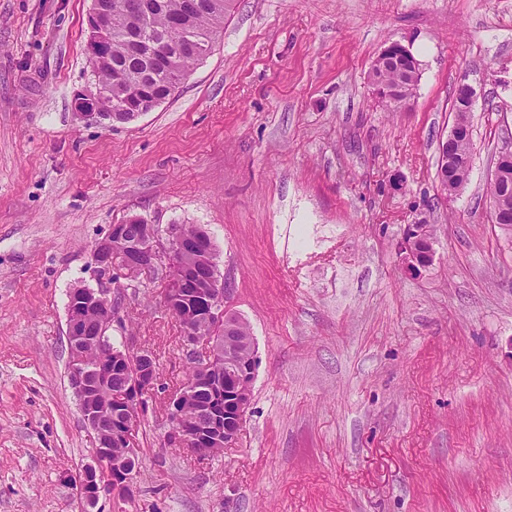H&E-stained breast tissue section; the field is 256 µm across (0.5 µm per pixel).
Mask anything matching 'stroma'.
Returning a JSON list of instances; mask_svg holds the SVG:
<instances>
[{"instance_id": "stroma-1", "label": "stroma", "mask_w": 512, "mask_h": 512, "mask_svg": "<svg viewBox=\"0 0 512 512\" xmlns=\"http://www.w3.org/2000/svg\"><path fill=\"white\" fill-rule=\"evenodd\" d=\"M90 8L0 0V512H512V233L484 197L512 144V0H235L174 97L114 125L74 110ZM392 41L421 65L400 112L369 84ZM463 76L474 162L450 199ZM133 216L208 232L256 375L232 448L168 444L180 324L160 280L112 286V339L152 349L159 380L135 497L90 508L67 295L98 287L91 248ZM423 216L435 255L411 274ZM453 112L454 122L463 126H469L470 128L473 127L472 113L464 111L461 107V103L456 99V97L455 101H453ZM456 123L453 124L446 139L439 142L441 144V150H439L438 146L439 158L437 166V178L439 182L444 169L448 170V164L458 169H471L472 167L471 155L473 156V133H470L468 138L459 139L448 147V141L457 139L463 132V130L458 127ZM448 150L452 151L455 155L460 157L453 155L448 156ZM420 224H409L404 241L399 246L400 257L404 268L409 273H417L426 266L427 257L434 255L431 233ZM418 240L429 245V250L419 249L411 241Z\"/></svg>"}]
</instances>
